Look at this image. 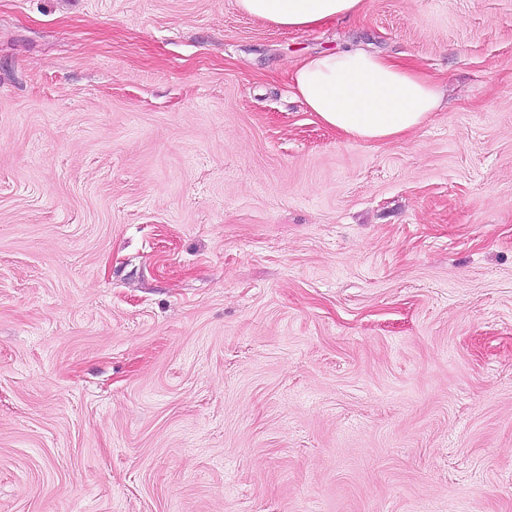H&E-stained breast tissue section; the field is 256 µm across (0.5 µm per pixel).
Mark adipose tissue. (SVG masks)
<instances>
[{
  "label": "adipose tissue",
  "instance_id": "1",
  "mask_svg": "<svg viewBox=\"0 0 512 512\" xmlns=\"http://www.w3.org/2000/svg\"><path fill=\"white\" fill-rule=\"evenodd\" d=\"M244 13L288 30H307L364 13L366 0H237ZM296 97L336 132L386 143L423 125L443 103L426 73L356 45L299 60Z\"/></svg>",
  "mask_w": 512,
  "mask_h": 512
}]
</instances>
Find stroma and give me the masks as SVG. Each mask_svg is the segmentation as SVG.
Wrapping results in <instances>:
<instances>
[{"label":"stroma","instance_id":"1","mask_svg":"<svg viewBox=\"0 0 512 512\" xmlns=\"http://www.w3.org/2000/svg\"><path fill=\"white\" fill-rule=\"evenodd\" d=\"M353 43L447 107L324 126ZM0 512H512V0H0ZM367 0H237L244 13L288 30H307L340 17L360 15ZM292 88L325 126L381 143L419 128L444 96L439 82L421 70L352 44L299 60Z\"/></svg>","mask_w":512,"mask_h":512}]
</instances>
